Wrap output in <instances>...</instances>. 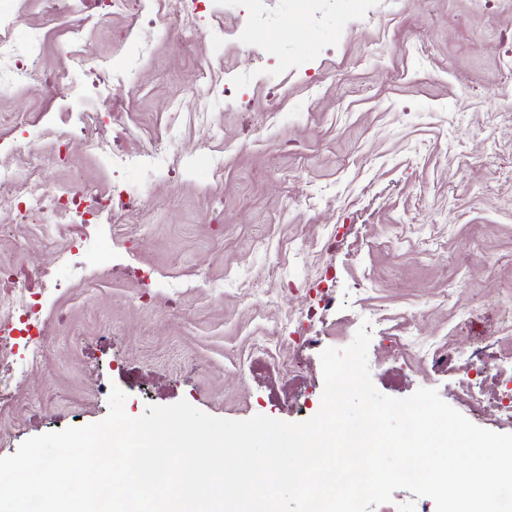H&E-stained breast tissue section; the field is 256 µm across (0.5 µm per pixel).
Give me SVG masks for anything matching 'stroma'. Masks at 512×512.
<instances>
[{
  "label": "stroma",
  "instance_id": "obj_1",
  "mask_svg": "<svg viewBox=\"0 0 512 512\" xmlns=\"http://www.w3.org/2000/svg\"><path fill=\"white\" fill-rule=\"evenodd\" d=\"M201 0L198 25L164 11L138 19L102 0L54 13L48 0H0L18 16V55L37 44L48 85L0 97V166L22 169L68 140L54 186L143 195L146 213L90 221L114 251L65 263L72 227L13 225L0 194V265L32 282L50 333L35 363L10 369L0 457L25 440L101 421L111 386L125 410L187 400L218 418L297 423L320 409L323 349L360 325L383 395L437 389L459 407L445 354L476 353L477 381L512 370V0H269L246 24L238 0ZM87 49L71 67L72 29ZM251 74L237 94L217 86ZM31 116L28 125L14 113ZM98 115L92 140L72 115ZM162 140L164 169L113 172L98 141L130 155ZM133 251H125L127 237ZM267 296H256L255 282ZM327 305H318V298ZM308 317L317 348L288 334Z\"/></svg>",
  "mask_w": 512,
  "mask_h": 512
}]
</instances>
